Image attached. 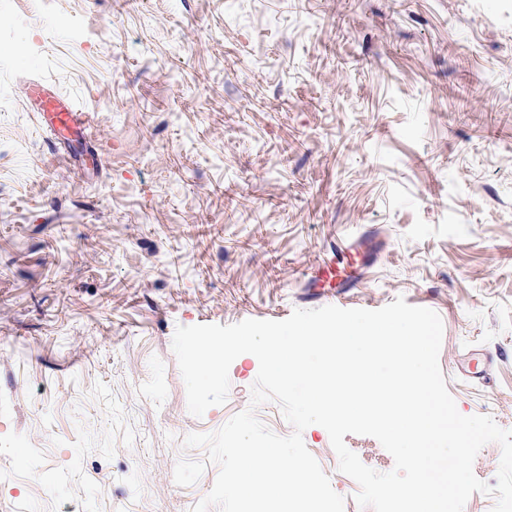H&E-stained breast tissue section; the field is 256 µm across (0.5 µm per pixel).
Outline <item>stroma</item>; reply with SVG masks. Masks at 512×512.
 Instances as JSON below:
<instances>
[{"instance_id":"obj_1","label":"stroma","mask_w":512,"mask_h":512,"mask_svg":"<svg viewBox=\"0 0 512 512\" xmlns=\"http://www.w3.org/2000/svg\"><path fill=\"white\" fill-rule=\"evenodd\" d=\"M34 81L94 141L54 144ZM399 297L440 316L459 412L512 430V0H0V512H192L218 467L177 486L182 440L259 362L193 416L176 327ZM355 251L357 249L354 246L341 245L336 247V255L318 271V277L336 282V276L345 272L354 263Z\"/></svg>"}]
</instances>
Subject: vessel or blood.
Returning a JSON list of instances; mask_svg holds the SVG:
<instances>
[{
  "instance_id": "1",
  "label": "vessel or blood",
  "mask_w": 512,
  "mask_h": 512,
  "mask_svg": "<svg viewBox=\"0 0 512 512\" xmlns=\"http://www.w3.org/2000/svg\"><path fill=\"white\" fill-rule=\"evenodd\" d=\"M26 96L34 111L38 112L40 120L58 139L66 141L73 136L85 140L93 139L94 134L89 120L68 98L42 84L28 86ZM354 261V247L338 246L333 258L323 265L318 275L331 281L335 280L336 276L345 272Z\"/></svg>"
}]
</instances>
